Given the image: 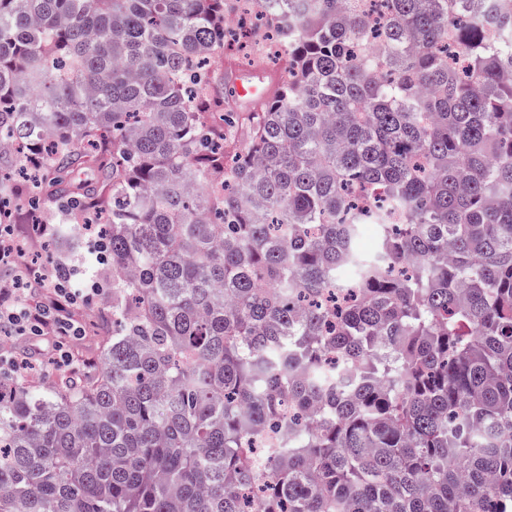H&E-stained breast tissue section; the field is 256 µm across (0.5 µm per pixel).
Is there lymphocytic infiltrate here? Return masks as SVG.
<instances>
[{
  "instance_id": "obj_1",
  "label": "lymphocytic infiltrate",
  "mask_w": 512,
  "mask_h": 512,
  "mask_svg": "<svg viewBox=\"0 0 512 512\" xmlns=\"http://www.w3.org/2000/svg\"><path fill=\"white\" fill-rule=\"evenodd\" d=\"M21 251L11 238V227L0 225V264L17 268L15 279L8 288L0 289V341H18L24 336H50L52 362L60 369L73 370L74 358L69 350L73 340L84 333L74 317V306L92 302L99 290L94 285L75 288L67 265L55 264L50 273L34 272L21 265ZM44 291L46 303H28L25 295Z\"/></svg>"
}]
</instances>
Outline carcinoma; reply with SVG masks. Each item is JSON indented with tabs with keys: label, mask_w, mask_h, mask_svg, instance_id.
<instances>
[{
	"label": "carcinoma",
	"mask_w": 512,
	"mask_h": 512,
	"mask_svg": "<svg viewBox=\"0 0 512 512\" xmlns=\"http://www.w3.org/2000/svg\"><path fill=\"white\" fill-rule=\"evenodd\" d=\"M238 2L0 0L112 293L91 372L0 375V512H512V0H254L288 79L226 112Z\"/></svg>",
	"instance_id": "carcinoma-1"
}]
</instances>
